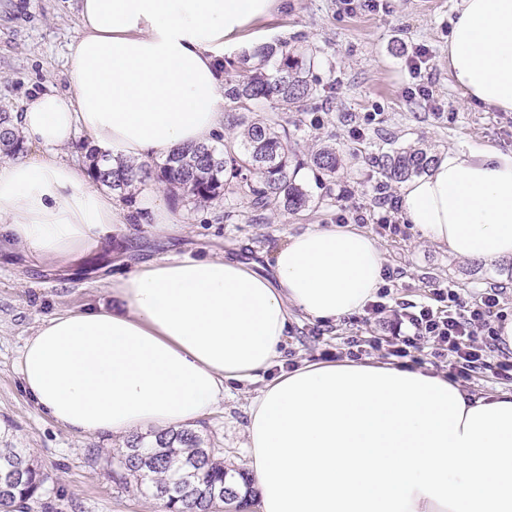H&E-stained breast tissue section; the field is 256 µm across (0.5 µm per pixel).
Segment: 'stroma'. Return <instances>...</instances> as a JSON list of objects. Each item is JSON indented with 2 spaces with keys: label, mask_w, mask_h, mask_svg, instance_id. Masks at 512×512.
I'll use <instances>...</instances> for the list:
<instances>
[{
  "label": "stroma",
  "mask_w": 512,
  "mask_h": 512,
  "mask_svg": "<svg viewBox=\"0 0 512 512\" xmlns=\"http://www.w3.org/2000/svg\"><path fill=\"white\" fill-rule=\"evenodd\" d=\"M457 0H385L380 11H347L343 0H284L255 27L260 39L300 44L312 52L319 80L318 129L292 135L288 146L300 160L296 181L312 195L300 213L283 212L263 223L241 210L224 221V202L194 203L180 190L156 180L135 189L136 208L112 236L110 252L84 266L60 270L0 256V447L30 452L48 480L32 512H164L163 503L136 481L120 482L114 464L126 439L112 434L81 435L54 423L24 390L16 363L24 341L55 314L93 305L112 306L115 276L172 255H228L270 273L273 253L288 236L314 225L338 223L342 203L358 209L361 229L378 243L391 307L433 304L437 289L461 297L488 288L502 291L501 307L512 317V264L462 260L402 223L398 210L377 207L380 190L399 197V184L384 186L372 158L388 144L424 143L435 152L451 147L512 148V117L477 104L448 74V35ZM77 34L73 0H0V111H21L34 93L64 88L67 46ZM429 52L428 96L413 94L406 61L416 47ZM335 144L342 156L327 177L307 165L315 144ZM163 200L183 224L182 235L155 236L153 205ZM389 325L354 314L325 325L294 313L278 368L302 362L346 360L355 339L371 341L366 358L387 361ZM254 387L231 385L223 401L192 424L205 447L219 451L227 468L249 470L245 446L246 409Z\"/></svg>",
  "instance_id": "obj_1"
}]
</instances>
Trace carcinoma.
I'll return each mask as SVG.
<instances>
[{"mask_svg": "<svg viewBox=\"0 0 512 512\" xmlns=\"http://www.w3.org/2000/svg\"><path fill=\"white\" fill-rule=\"evenodd\" d=\"M224 65L237 76L224 83V99L251 111L257 101L275 109L309 113L319 97L316 82L309 78L312 58L288 48V42H267ZM14 117L0 112V153L15 157L22 152ZM236 129L224 151L210 145L179 148L167 155L154 171L145 162L117 160L113 163L90 150L89 174L136 204L131 188L151 176L180 188L200 205L219 197L228 201L224 220L236 217L237 207L253 213L256 221L277 210L298 212L308 207L311 194L295 180L288 139L271 116L251 119L246 114L232 119ZM434 156L422 147H398L375 156L386 183H401L427 173ZM311 166L330 176L340 164L336 147L324 144L309 158ZM125 474L147 485L164 502L166 512H219L226 506L240 512L249 505L252 479L244 471L231 472L201 446V439L188 428L159 431L150 443L136 436L127 441L118 458ZM38 462L23 448H0V512H30V502L44 486Z\"/></svg>", "mask_w": 512, "mask_h": 512, "instance_id": "carcinoma-1", "label": "carcinoma"}]
</instances>
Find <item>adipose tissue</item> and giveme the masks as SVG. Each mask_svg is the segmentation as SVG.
I'll return each mask as SVG.
<instances>
[{
	"label": "adipose tissue",
	"instance_id": "ef3b65f1",
	"mask_svg": "<svg viewBox=\"0 0 512 512\" xmlns=\"http://www.w3.org/2000/svg\"><path fill=\"white\" fill-rule=\"evenodd\" d=\"M282 0H78L67 88L14 123L34 155L0 163V253L74 266L106 249L120 203L62 152L76 136L143 161L224 127L225 57ZM448 72L469 100L512 115V0H458ZM400 217L454 257L512 259V150L451 148L407 182ZM354 225L289 236L271 274L234 258L171 256L112 281L119 305L57 314L17 361L24 390L77 434L176 428L229 383L262 381L293 311L336 322L383 283ZM245 426L262 512H512V391L473 396L446 374L306 362L269 381Z\"/></svg>",
	"mask_w": 512,
	"mask_h": 512
}]
</instances>
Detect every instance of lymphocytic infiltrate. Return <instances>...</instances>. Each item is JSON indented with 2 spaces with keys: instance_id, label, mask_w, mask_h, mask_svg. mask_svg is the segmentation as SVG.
Masks as SVG:
<instances>
[{
  "instance_id": "obj_1",
  "label": "lymphocytic infiltrate",
  "mask_w": 512,
  "mask_h": 512,
  "mask_svg": "<svg viewBox=\"0 0 512 512\" xmlns=\"http://www.w3.org/2000/svg\"><path fill=\"white\" fill-rule=\"evenodd\" d=\"M437 306L407 305L392 312L395 327H408L405 336H394L390 356L404 358L419 340L432 344V355L448 358V377L470 378L473 373H491L495 378L512 380V359L500 346L498 328L493 325L499 294L489 289L466 300L454 291L437 290Z\"/></svg>"
}]
</instances>
